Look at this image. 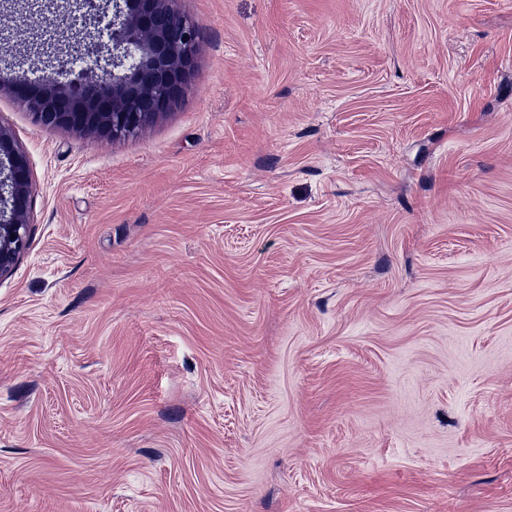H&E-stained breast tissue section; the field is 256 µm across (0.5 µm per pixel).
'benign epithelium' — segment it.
<instances>
[{"instance_id": "benign-epithelium-1", "label": "benign epithelium", "mask_w": 512, "mask_h": 512, "mask_svg": "<svg viewBox=\"0 0 512 512\" xmlns=\"http://www.w3.org/2000/svg\"><path fill=\"white\" fill-rule=\"evenodd\" d=\"M173 0H118L109 44L87 35L103 69H121L112 79L59 81L49 72L31 89L18 75L14 85L37 122L112 138L133 135L154 122L189 90L198 50L194 22ZM33 183L26 155L0 127V277L13 271L29 242Z\"/></svg>"}]
</instances>
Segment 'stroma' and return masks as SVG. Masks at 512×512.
Returning a JSON list of instances; mask_svg holds the SVG:
<instances>
[{"label": "stroma", "mask_w": 512, "mask_h": 512, "mask_svg": "<svg viewBox=\"0 0 512 512\" xmlns=\"http://www.w3.org/2000/svg\"><path fill=\"white\" fill-rule=\"evenodd\" d=\"M0 512H512V0H176L187 95L112 139L14 73ZM32 197L26 155L0 127V277L13 271L28 246Z\"/></svg>", "instance_id": "obj_1"}]
</instances>
